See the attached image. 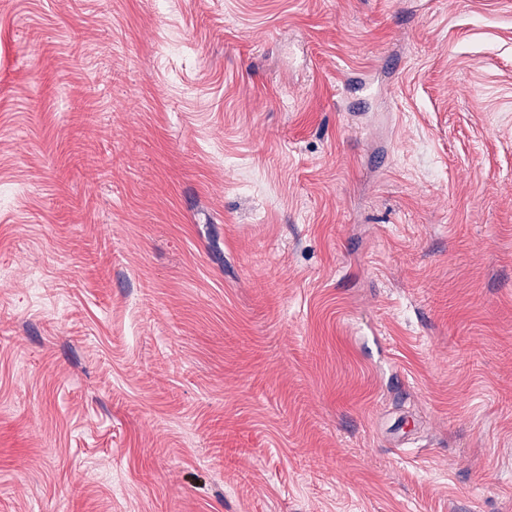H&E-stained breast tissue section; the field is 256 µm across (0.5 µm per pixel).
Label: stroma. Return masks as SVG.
<instances>
[{"instance_id":"35a3bbf8","label":"stroma","mask_w":512,"mask_h":512,"mask_svg":"<svg viewBox=\"0 0 512 512\" xmlns=\"http://www.w3.org/2000/svg\"><path fill=\"white\" fill-rule=\"evenodd\" d=\"M0 512H512V0H0Z\"/></svg>"}]
</instances>
